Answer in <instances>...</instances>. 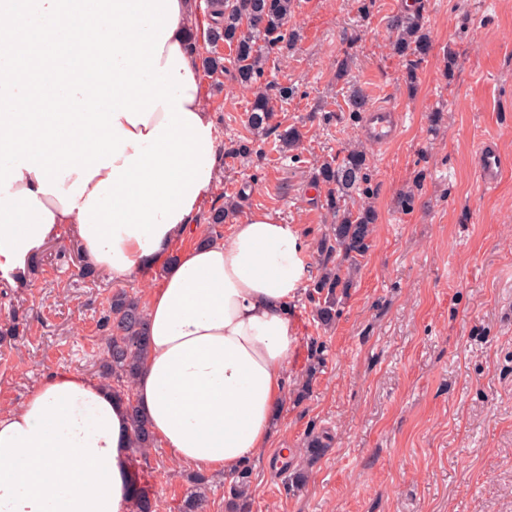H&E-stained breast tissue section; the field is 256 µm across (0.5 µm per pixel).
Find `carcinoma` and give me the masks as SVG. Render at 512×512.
<instances>
[{
    "mask_svg": "<svg viewBox=\"0 0 512 512\" xmlns=\"http://www.w3.org/2000/svg\"><path fill=\"white\" fill-rule=\"evenodd\" d=\"M294 6L295 0H209L210 11L216 20L209 28L207 40L212 44L224 42L234 48L235 54L228 65L221 56L204 57V70L215 75L226 71L230 65L240 85L252 87L260 83L265 73L266 54L275 49H289L296 40V34L286 28ZM392 29L397 31L393 42L394 54L406 61L403 80L412 88L417 78V66L429 52V37L419 17L414 15L397 18ZM292 94L291 87L266 83L254 97L251 127H269L273 115L272 101L287 99ZM317 179L328 187L326 207L334 215L335 222L321 241L323 272L311 288L317 295V319L321 325L330 326L338 314V291L350 286L358 266L357 258L364 256L370 248L376 215L369 207L355 211L341 208V199L349 190L368 182L363 152L351 150L337 163H323ZM103 326L106 336L98 375L106 381L114 396L127 402L133 422L132 447L152 448L154 439L148 423L130 394V386L142 366L148 336L146 315L140 300L124 289L113 292ZM249 478L247 465L235 473L225 503L226 512H248L245 487ZM206 484L204 476L192 477V490L183 499L180 512H204ZM128 493L135 501L137 512H153L151 500L135 482L128 483Z\"/></svg>",
    "mask_w": 512,
    "mask_h": 512,
    "instance_id": "obj_1",
    "label": "carcinoma"
}]
</instances>
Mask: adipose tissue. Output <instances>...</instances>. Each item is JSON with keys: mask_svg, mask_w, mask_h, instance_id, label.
<instances>
[{"mask_svg": "<svg viewBox=\"0 0 512 512\" xmlns=\"http://www.w3.org/2000/svg\"><path fill=\"white\" fill-rule=\"evenodd\" d=\"M178 9L168 43L197 79L196 0ZM13 188L36 192L51 211L50 236H79L77 213L41 193L34 173ZM207 194L200 189L155 252L130 236L119 244L132 272L165 271L144 304L148 349L131 391L155 443L179 464L231 474L269 447L283 405L303 241L266 212L211 239L199 220ZM190 232L198 241L181 250ZM131 435L127 408L108 389L77 370L46 375L19 407L0 409V512H132Z\"/></svg>", "mask_w": 512, "mask_h": 512, "instance_id": "adipose-tissue-1", "label": "adipose tissue"}]
</instances>
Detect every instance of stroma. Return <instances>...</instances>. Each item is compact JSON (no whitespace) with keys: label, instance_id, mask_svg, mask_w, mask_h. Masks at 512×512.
Masks as SVG:
<instances>
[{"label":"stroma","instance_id":"1","mask_svg":"<svg viewBox=\"0 0 512 512\" xmlns=\"http://www.w3.org/2000/svg\"><path fill=\"white\" fill-rule=\"evenodd\" d=\"M406 2L295 0L288 26L300 39L270 53L265 68L294 94L275 101L266 132L250 128L254 95L232 72L203 78L226 151L204 205L234 209L214 239L252 213L272 214L298 227L314 281L333 220L315 174L352 148L366 154L373 192L350 190L345 205L369 203L377 216L335 325L317 321L308 284L293 302L289 390L306 380L313 355L323 366L302 402L286 399L271 447L250 460V512H512V0H421L431 47L412 90L391 50L390 23ZM355 88L368 106L401 114L388 145L362 136L363 115L349 105ZM279 126L299 131L295 148H275ZM246 139L255 153L229 157ZM486 139L504 162L493 188L477 170ZM75 244L66 233L48 241L26 287L0 278V323L13 313L20 322L18 337L0 342V408L20 405L52 372L96 378L113 290L142 299L162 280L158 269L79 278L60 253ZM313 435L328 442L316 459L304 453ZM130 463L156 512H179L192 468L159 446L132 452ZM293 470L302 485L291 486Z\"/></svg>","mask_w":512,"mask_h":512}]
</instances>
